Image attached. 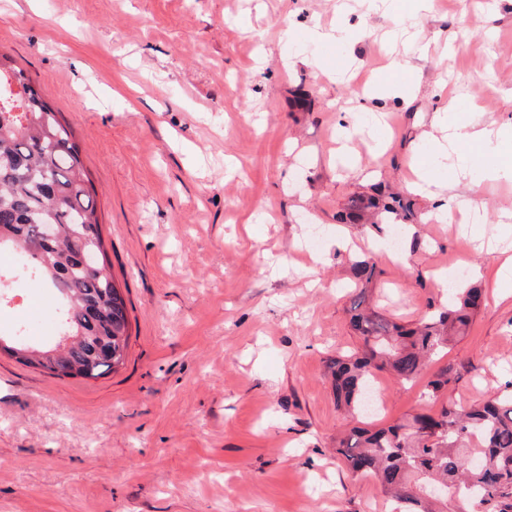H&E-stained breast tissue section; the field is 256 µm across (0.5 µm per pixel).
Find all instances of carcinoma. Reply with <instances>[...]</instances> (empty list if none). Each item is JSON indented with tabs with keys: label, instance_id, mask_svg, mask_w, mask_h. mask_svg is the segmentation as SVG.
I'll use <instances>...</instances> for the list:
<instances>
[{
	"label": "carcinoma",
	"instance_id": "carcinoma-1",
	"mask_svg": "<svg viewBox=\"0 0 512 512\" xmlns=\"http://www.w3.org/2000/svg\"><path fill=\"white\" fill-rule=\"evenodd\" d=\"M89 179L71 131L10 56L0 53V248L21 259L14 288L31 275L54 298L59 324L50 342L35 344L0 333L3 351L38 362L57 376L97 379L121 368L129 344L126 302L117 292ZM386 214L402 224L418 220L411 193L358 195L347 218ZM57 225L48 245L38 225ZM355 277L371 282V259L353 263ZM483 301L482 289L461 288L448 306L399 325L350 299V326L360 352L330 358L336 405L349 420L367 413L374 375L387 371L405 385L423 376L466 330ZM112 344V362H93L96 345ZM460 379L456 364L438 367L425 386L436 396ZM356 477L377 479L397 512H512V390L465 409L454 404L417 413L388 427L353 426L336 445Z\"/></svg>",
	"mask_w": 512,
	"mask_h": 512
}]
</instances>
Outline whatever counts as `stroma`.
Instances as JSON below:
<instances>
[{
  "mask_svg": "<svg viewBox=\"0 0 512 512\" xmlns=\"http://www.w3.org/2000/svg\"><path fill=\"white\" fill-rule=\"evenodd\" d=\"M340 22L354 39L338 66L308 38ZM0 51L80 148L130 334L98 379L0 353V512H389L336 455L326 366L361 346L356 256L403 325L452 287L485 293L448 353L459 382L428 399L377 373L382 407L361 425L512 382V281L493 282L512 182L459 177L455 195L482 203L464 230L430 222L439 200L419 192L421 223L340 220L354 194L409 189L440 90L462 121L512 122V0H0ZM407 62L412 91L359 127L360 80Z\"/></svg>",
  "mask_w": 512,
  "mask_h": 512,
  "instance_id": "1",
  "label": "stroma"
}]
</instances>
